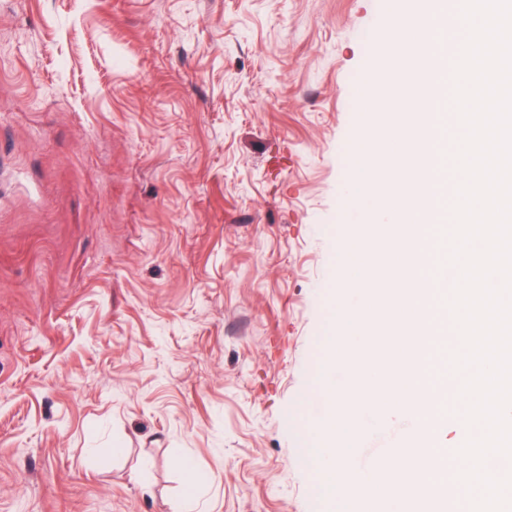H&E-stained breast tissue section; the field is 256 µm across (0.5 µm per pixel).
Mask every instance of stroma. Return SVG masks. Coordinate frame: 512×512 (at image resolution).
I'll return each instance as SVG.
<instances>
[{"instance_id": "35a3bbf8", "label": "stroma", "mask_w": 512, "mask_h": 512, "mask_svg": "<svg viewBox=\"0 0 512 512\" xmlns=\"http://www.w3.org/2000/svg\"><path fill=\"white\" fill-rule=\"evenodd\" d=\"M383 20L0 0V512H177L182 457L195 512H326L307 397ZM404 67L381 122L419 107Z\"/></svg>"}]
</instances>
